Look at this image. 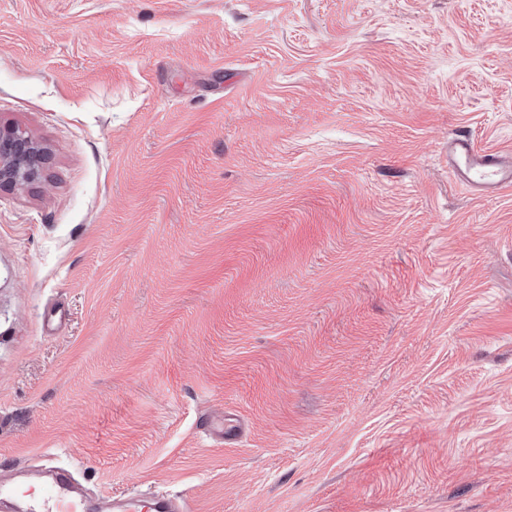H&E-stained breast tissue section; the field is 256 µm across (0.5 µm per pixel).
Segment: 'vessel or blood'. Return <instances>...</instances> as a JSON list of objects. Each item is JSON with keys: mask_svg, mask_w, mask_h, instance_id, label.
<instances>
[{"mask_svg": "<svg viewBox=\"0 0 512 512\" xmlns=\"http://www.w3.org/2000/svg\"><path fill=\"white\" fill-rule=\"evenodd\" d=\"M448 168L456 181L483 195L512 187V164L497 152L477 148L466 136L449 142ZM34 503L35 512H81L82 509V500L67 474L57 477Z\"/></svg>", "mask_w": 512, "mask_h": 512, "instance_id": "1", "label": "vessel or blood"}]
</instances>
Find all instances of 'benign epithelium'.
<instances>
[{
	"label": "benign epithelium",
	"instance_id": "benign-epithelium-1",
	"mask_svg": "<svg viewBox=\"0 0 512 512\" xmlns=\"http://www.w3.org/2000/svg\"><path fill=\"white\" fill-rule=\"evenodd\" d=\"M45 149L15 126H0V188L37 178Z\"/></svg>",
	"mask_w": 512,
	"mask_h": 512
}]
</instances>
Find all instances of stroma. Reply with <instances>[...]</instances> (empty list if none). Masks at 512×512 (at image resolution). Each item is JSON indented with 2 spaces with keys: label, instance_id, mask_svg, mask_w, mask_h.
I'll return each instance as SVG.
<instances>
[{
  "label": "stroma",
  "instance_id": "stroma-1",
  "mask_svg": "<svg viewBox=\"0 0 512 512\" xmlns=\"http://www.w3.org/2000/svg\"><path fill=\"white\" fill-rule=\"evenodd\" d=\"M0 124V475L512 512V0H0ZM45 149L15 126H0V188L37 178ZM448 168L456 181L479 194L512 187V164L498 152L477 148L465 135L448 143Z\"/></svg>",
  "mask_w": 512,
  "mask_h": 512
}]
</instances>
